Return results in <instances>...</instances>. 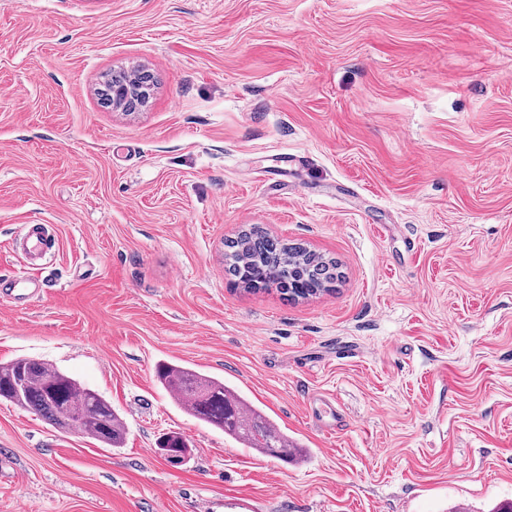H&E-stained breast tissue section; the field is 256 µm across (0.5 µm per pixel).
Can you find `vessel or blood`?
<instances>
[{
    "mask_svg": "<svg viewBox=\"0 0 512 512\" xmlns=\"http://www.w3.org/2000/svg\"><path fill=\"white\" fill-rule=\"evenodd\" d=\"M56 245L55 238L47 225H27L20 239L24 255V268L11 275H0V297L10 306L23 305L32 296L41 293L45 286L43 269L46 256ZM209 512H268L267 502L249 495H239L226 500L220 497L210 499Z\"/></svg>",
    "mask_w": 512,
    "mask_h": 512,
    "instance_id": "1",
    "label": "vessel or blood"
}]
</instances>
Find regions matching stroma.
<instances>
[{"label":"stroma","instance_id":"35a3bbf8","mask_svg":"<svg viewBox=\"0 0 512 512\" xmlns=\"http://www.w3.org/2000/svg\"><path fill=\"white\" fill-rule=\"evenodd\" d=\"M141 67L148 104L103 107L105 75ZM284 153L301 163L274 189ZM24 224L57 246L43 294L0 302V363L67 371L126 437L0 401V512L512 501V0H0V270ZM255 225L335 279L238 286L224 254ZM161 360L224 378L301 457L177 407ZM171 431L180 464L156 449ZM324 404L326 405L328 408H329V411H330V416H331V421L330 422H323V416L321 415V411L319 410V408L317 407V404ZM309 406H310V409L312 411V415L313 417H315L316 420L318 421H321L322 422V427L327 430V431H340L342 430V428L346 425L345 422H346V418L345 416L343 415V413L341 412V410L338 408V407H334L329 401L321 398V397H318V396H313L311 397L310 399V403H309ZM316 414H318V416H321V418H317L316 417ZM157 448H166V459L178 464L185 460L189 452V443L180 433H170L158 439ZM268 500L254 498L249 495H239L224 501L223 497L212 498L208 501L207 509L211 512H267Z\"/></svg>","mask_w":512,"mask_h":512}]
</instances>
